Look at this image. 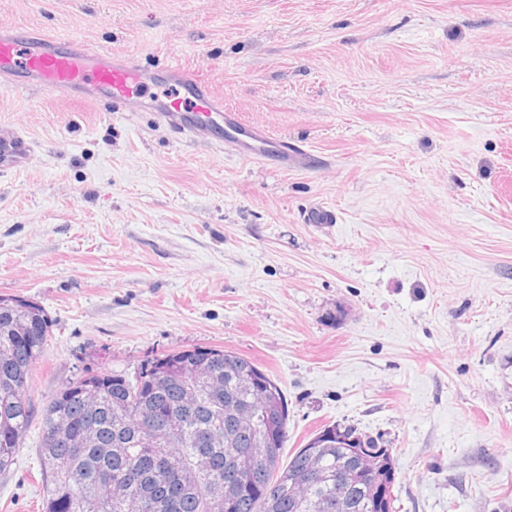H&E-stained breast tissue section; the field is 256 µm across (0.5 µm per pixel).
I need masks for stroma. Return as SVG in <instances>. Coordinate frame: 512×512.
I'll list each match as a JSON object with an SVG mask.
<instances>
[{
	"instance_id": "35a3bbf8",
	"label": "stroma",
	"mask_w": 512,
	"mask_h": 512,
	"mask_svg": "<svg viewBox=\"0 0 512 512\" xmlns=\"http://www.w3.org/2000/svg\"><path fill=\"white\" fill-rule=\"evenodd\" d=\"M0 30L210 82L311 167L32 86L0 92V295L52 336L30 397L199 346L392 449L397 512H512V0H0ZM332 224H308L314 204ZM40 424L0 512H42ZM29 151L28 142L19 133L0 136V170L23 167Z\"/></svg>"
}]
</instances>
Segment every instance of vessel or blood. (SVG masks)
Segmentation results:
<instances>
[{
  "instance_id": "1",
  "label": "vessel or blood",
  "mask_w": 512,
  "mask_h": 512,
  "mask_svg": "<svg viewBox=\"0 0 512 512\" xmlns=\"http://www.w3.org/2000/svg\"><path fill=\"white\" fill-rule=\"evenodd\" d=\"M164 78L173 87V95L153 99L148 108L178 135L224 142L247 159L273 158L284 166L310 163V154L297 143L244 122L225 107L209 82L193 72L170 65ZM152 79V73L117 54L91 53L81 43H66L33 30L23 38L0 31V88L23 81L44 91L65 90L79 102L108 98L119 108ZM28 155L29 144L22 135L0 136V170L23 167Z\"/></svg>"
}]
</instances>
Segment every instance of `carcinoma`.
<instances>
[{"label": "carcinoma", "mask_w": 512, "mask_h": 512, "mask_svg": "<svg viewBox=\"0 0 512 512\" xmlns=\"http://www.w3.org/2000/svg\"><path fill=\"white\" fill-rule=\"evenodd\" d=\"M52 322L33 301L0 299V474L13 464L34 408L30 374L42 357ZM141 377L101 370L54 394L41 415L38 446L45 475V512H341L330 479L312 483L318 462L299 449L287 464L288 403L277 383L239 354L208 346L163 353L140 364ZM273 396L281 409L275 448L236 447L254 460L244 485L224 501L225 471L237 465L224 432L234 404L256 407ZM331 472L347 448H321ZM372 498L352 478L355 512H396V462L378 449Z\"/></svg>", "instance_id": "carcinoma-1"}]
</instances>
